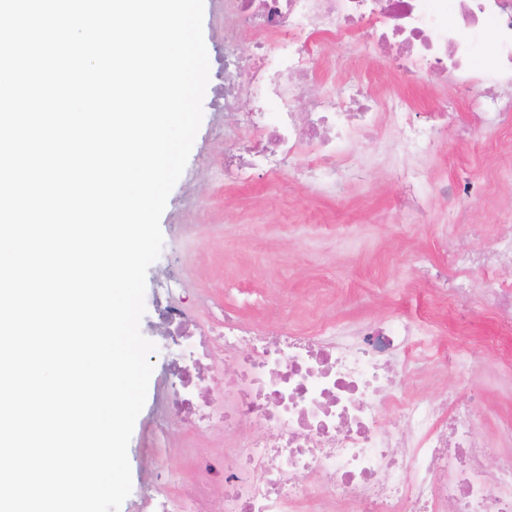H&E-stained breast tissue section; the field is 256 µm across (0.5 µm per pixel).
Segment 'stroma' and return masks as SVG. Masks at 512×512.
Returning a JSON list of instances; mask_svg holds the SVG:
<instances>
[{"instance_id": "1", "label": "stroma", "mask_w": 512, "mask_h": 512, "mask_svg": "<svg viewBox=\"0 0 512 512\" xmlns=\"http://www.w3.org/2000/svg\"><path fill=\"white\" fill-rule=\"evenodd\" d=\"M203 32L210 65L203 120L161 217V255L147 271L140 330L157 350L146 403L128 447L132 497L120 512H132V498L160 466H168L183 486L196 477L188 449L220 453L225 448L223 429L198 434L178 426L169 453L160 458L152 453L151 427L162 413L169 355L156 328L155 285L169 273L179 276L180 298L201 320L211 315L199 302L207 292L246 317L290 320L307 336L330 316L348 325L400 313L429 324L435 360L421 366L406 387L407 397L452 394L453 374L444 358L449 350L465 351L484 400L476 419L490 449L487 468L511 463L512 436L503 434L500 424L512 421V331L500 328L492 313L475 304L466 326H459L456 306L421 281L412 259L417 250L441 255L448 211L460 207V200L431 194L427 223H411L400 208L404 189L391 172L383 126L374 137L343 148L346 165L366 171L367 177L343 182L335 192L313 194L285 183L274 189L265 179L228 186L224 142L214 135L224 121V0H204ZM323 52L317 77L325 89L361 81L382 97L402 98L418 110L455 95L449 83L412 84L380 60L362 57L355 42L342 52L328 44ZM421 164L431 183H449L464 172L480 180L485 195L470 205L469 224L483 225L489 238L497 233L499 210L512 208V180L503 181L500 174L502 167L512 166V129L467 142L444 137Z\"/></svg>"}]
</instances>
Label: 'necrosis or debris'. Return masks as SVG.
<instances>
[{"mask_svg":"<svg viewBox=\"0 0 512 512\" xmlns=\"http://www.w3.org/2000/svg\"><path fill=\"white\" fill-rule=\"evenodd\" d=\"M244 27L259 35L248 55L239 48ZM390 33L401 37L390 68L455 84L475 110L473 126L457 125L448 101L414 112L395 100L385 116L381 99L362 88H311L321 39H359L370 57ZM224 112L232 118L217 132L226 184L285 174L313 191L362 178L343 168L340 151L387 123L394 173L409 191L405 208L423 220L430 199L418 159L433 150L436 127H454L464 140L476 127L512 125V0H224ZM500 224L488 244L461 250L450 240L442 260L421 252L414 262L442 296L476 298L512 329V281L472 280L512 263V208ZM159 286L167 298L158 318L174 349L154 453L166 454L173 419L241 436L198 462L200 485L175 489L158 469L134 512H512V465L490 472L476 434L480 395L468 355H452L461 397L404 393L429 327L396 314L352 329L328 320L305 336L225 306L199 322L177 298L179 278ZM224 353L234 362L216 389L214 363Z\"/></svg>","mask_w":512,"mask_h":512,"instance_id":"obj_1","label":"necrosis or debris"}]
</instances>
